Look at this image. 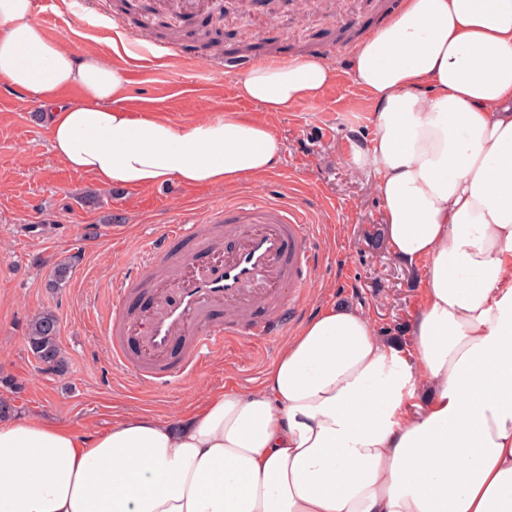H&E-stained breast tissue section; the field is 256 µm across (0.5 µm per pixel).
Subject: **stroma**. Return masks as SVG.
Returning a JSON list of instances; mask_svg holds the SVG:
<instances>
[{"instance_id": "stroma-1", "label": "stroma", "mask_w": 512, "mask_h": 512, "mask_svg": "<svg viewBox=\"0 0 512 512\" xmlns=\"http://www.w3.org/2000/svg\"><path fill=\"white\" fill-rule=\"evenodd\" d=\"M386 0H323L307 9L252 0L251 15L265 25L263 47L279 48L282 61L326 56L337 63L334 85L321 100L264 120L282 143L277 167L257 182L225 191L179 182L149 190L101 189L74 174L50 149V132L36 104L22 102L0 83V399L13 414H36L81 432L109 429L117 416L140 411L156 417L188 409L202 388L249 389L277 358L285 339H232L202 367L168 388L154 390L113 369L101 332L114 283L128 277L144 241L161 225L195 224L228 201L277 198L301 205L314 226L310 245L319 257L303 292L300 320L323 305L360 308L386 336L412 340L424 263L395 259L383 233V207L365 175L352 166V145L373 136L374 105L357 89L336 40L337 14L359 16L374 27ZM43 30L95 52L123 69L138 70L124 102L136 112H157L183 122L227 110L254 111L239 99L229 71L211 62L187 63L149 45L125 50L119 32L166 17V0H137L134 14L116 25L112 12L94 5L79 16L70 0H33ZM94 205H85L87 195ZM71 258L67 284L50 287L54 265ZM51 309L59 319L65 372L45 370L24 336L31 316Z\"/></svg>"}]
</instances>
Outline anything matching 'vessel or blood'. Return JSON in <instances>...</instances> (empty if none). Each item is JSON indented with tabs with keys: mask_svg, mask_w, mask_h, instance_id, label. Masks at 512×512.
Returning <instances> with one entry per match:
<instances>
[{
	"mask_svg": "<svg viewBox=\"0 0 512 512\" xmlns=\"http://www.w3.org/2000/svg\"><path fill=\"white\" fill-rule=\"evenodd\" d=\"M299 206L225 203L208 223L164 225L149 256L112 290L113 367L166 387L237 337L283 333L317 269ZM188 241L183 252L174 243Z\"/></svg>",
	"mask_w": 512,
	"mask_h": 512,
	"instance_id": "vessel-or-blood-1",
	"label": "vessel or blood"
}]
</instances>
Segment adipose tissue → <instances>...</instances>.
Segmentation results:
<instances>
[{"mask_svg":"<svg viewBox=\"0 0 512 512\" xmlns=\"http://www.w3.org/2000/svg\"><path fill=\"white\" fill-rule=\"evenodd\" d=\"M350 75L375 106L353 162L391 254L426 263L410 346L332 305L256 387L191 411L99 433L0 418V512H512V0H402ZM0 81L99 187L233 189L279 160L262 113L318 100L336 68L257 63L234 89L258 114L175 123L120 108V69L49 39L33 0H0Z\"/></svg>","mask_w":512,"mask_h":512,"instance_id":"ef3b65f1","label":"adipose tissue"}]
</instances>
